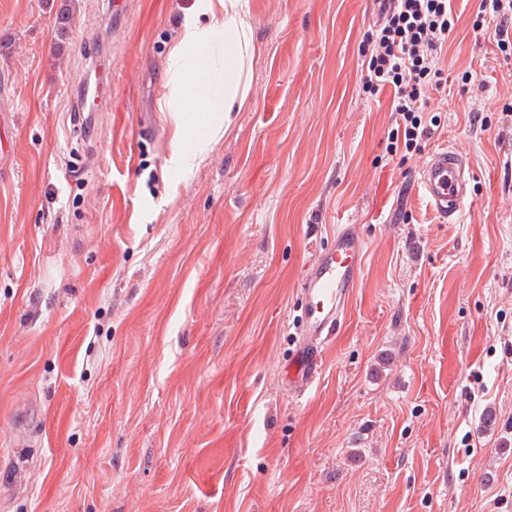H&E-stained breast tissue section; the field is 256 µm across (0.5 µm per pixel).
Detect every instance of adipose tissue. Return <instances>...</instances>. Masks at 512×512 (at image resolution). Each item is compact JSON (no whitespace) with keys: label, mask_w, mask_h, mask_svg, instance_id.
I'll list each match as a JSON object with an SVG mask.
<instances>
[{"label":"adipose tissue","mask_w":512,"mask_h":512,"mask_svg":"<svg viewBox=\"0 0 512 512\" xmlns=\"http://www.w3.org/2000/svg\"><path fill=\"white\" fill-rule=\"evenodd\" d=\"M247 15V0H197L182 18L168 58L173 85L165 105L175 121L176 171L190 174L208 157L245 101L246 62L256 51ZM200 67L207 83L195 80Z\"/></svg>","instance_id":"ef3b65f1"}]
</instances>
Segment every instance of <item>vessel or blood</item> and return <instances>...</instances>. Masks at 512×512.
Returning <instances> with one entry per match:
<instances>
[{"label":"vessel or blood","instance_id":"obj_1","mask_svg":"<svg viewBox=\"0 0 512 512\" xmlns=\"http://www.w3.org/2000/svg\"><path fill=\"white\" fill-rule=\"evenodd\" d=\"M472 177L466 158L457 150L442 148L432 153L419 173V182L433 208L453 218L461 210ZM363 242L354 227L336 229L330 247L309 268L302 292L308 301L295 358L293 376L307 386L321 366V348L334 330L362 267Z\"/></svg>","mask_w":512,"mask_h":512}]
</instances>
